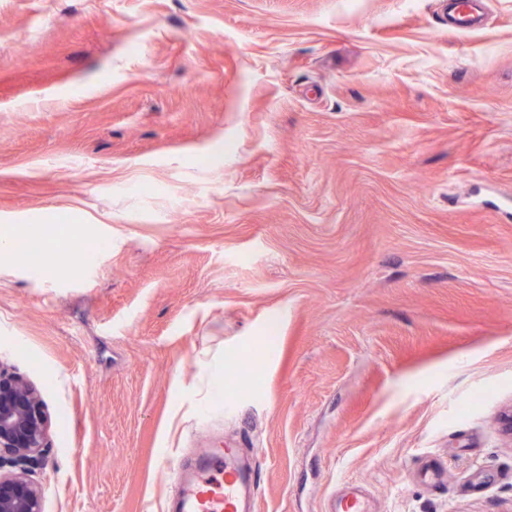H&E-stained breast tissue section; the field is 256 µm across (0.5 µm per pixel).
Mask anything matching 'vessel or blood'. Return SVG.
<instances>
[{
  "mask_svg": "<svg viewBox=\"0 0 512 512\" xmlns=\"http://www.w3.org/2000/svg\"><path fill=\"white\" fill-rule=\"evenodd\" d=\"M448 25L467 33L484 26V0H447ZM178 497L167 512H256L260 474L253 459L233 447L202 449L194 461L167 463Z\"/></svg>",
  "mask_w": 512,
  "mask_h": 512,
  "instance_id": "vessel-or-blood-1",
  "label": "vessel or blood"
}]
</instances>
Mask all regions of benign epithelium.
<instances>
[{"mask_svg":"<svg viewBox=\"0 0 512 512\" xmlns=\"http://www.w3.org/2000/svg\"><path fill=\"white\" fill-rule=\"evenodd\" d=\"M51 418L39 390L0 364V512H43L32 479L50 452Z\"/></svg>","mask_w":512,"mask_h":512,"instance_id":"obj_1","label":"benign epithelium"}]
</instances>
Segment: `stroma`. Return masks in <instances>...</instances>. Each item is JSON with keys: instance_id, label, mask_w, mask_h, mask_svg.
<instances>
[{"instance_id": "obj_1", "label": "stroma", "mask_w": 512, "mask_h": 512, "mask_svg": "<svg viewBox=\"0 0 512 512\" xmlns=\"http://www.w3.org/2000/svg\"><path fill=\"white\" fill-rule=\"evenodd\" d=\"M46 222L49 272L0 257L44 512H162L163 462L229 442L259 512H512V0L470 34L441 0H0V231ZM331 512H370L365 496L357 491L348 493L330 504Z\"/></svg>"}]
</instances>
